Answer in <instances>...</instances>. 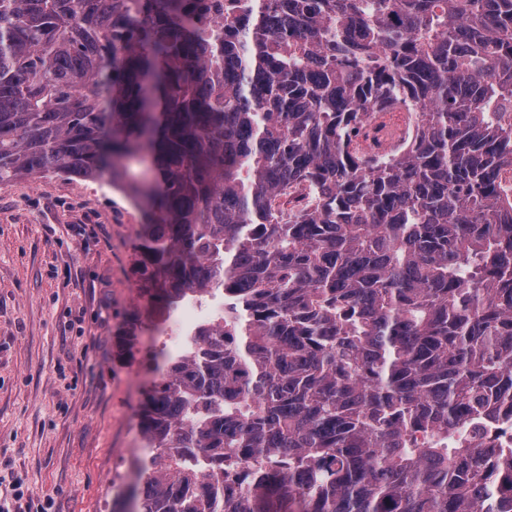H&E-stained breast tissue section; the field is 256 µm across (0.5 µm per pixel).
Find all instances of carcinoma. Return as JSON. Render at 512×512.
Segmentation results:
<instances>
[{"instance_id":"obj_1","label":"carcinoma","mask_w":512,"mask_h":512,"mask_svg":"<svg viewBox=\"0 0 512 512\" xmlns=\"http://www.w3.org/2000/svg\"><path fill=\"white\" fill-rule=\"evenodd\" d=\"M195 14L0 0V188L107 178L147 287L224 297L159 351L122 512H512V0ZM402 108L410 147L364 154Z\"/></svg>"}]
</instances>
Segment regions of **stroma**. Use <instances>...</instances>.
Listing matches in <instances>:
<instances>
[{"label": "stroma", "mask_w": 512, "mask_h": 512, "mask_svg": "<svg viewBox=\"0 0 512 512\" xmlns=\"http://www.w3.org/2000/svg\"><path fill=\"white\" fill-rule=\"evenodd\" d=\"M109 186L48 175L0 188V497L22 478L19 512H119L138 482L167 314L136 292L146 218Z\"/></svg>", "instance_id": "obj_1"}]
</instances>
